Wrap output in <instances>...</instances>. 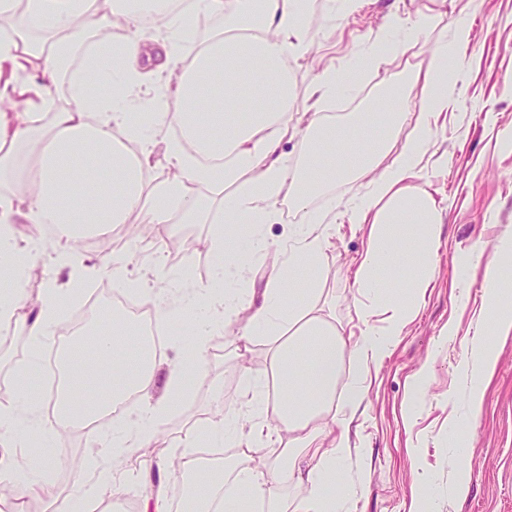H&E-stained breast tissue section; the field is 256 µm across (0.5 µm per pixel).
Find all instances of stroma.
Returning <instances> with one entry per match:
<instances>
[{
	"label": "stroma",
	"instance_id": "1",
	"mask_svg": "<svg viewBox=\"0 0 512 512\" xmlns=\"http://www.w3.org/2000/svg\"><path fill=\"white\" fill-rule=\"evenodd\" d=\"M402 0H374L357 16L329 19L314 6L309 24V53L294 63L297 84L292 111L303 118L308 102L306 87L316 80L324 64L335 60L338 78L351 88L349 95L328 101L323 109L330 124L343 123L369 111L383 89L396 86L399 94L415 98L406 80L407 69L427 60L438 42L450 38L452 22L469 19L472 42L468 50L469 74L456 87V104L444 113L434 142L424 160L426 187L444 210L440 228L438 271L424 305L406 325L388 357L366 381L365 397L345 426L346 468L342 481L350 493L347 512H512V337L492 338L498 353L496 372L484 393L479 416L467 417L459 395L467 389L468 360L476 345L479 322L486 306L485 269L488 253L475 251L478 242L494 245L512 242V0H448V14L432 31L422 35L402 58L379 70H362L346 62L353 52V37L388 30L393 14L402 13ZM335 25V38L324 30ZM280 223L266 225L268 248L254 259L242 285L263 288L272 268L280 262V245L291 225L304 223V212L280 203ZM169 238L150 234L123 243L131 277L151 278L154 262L166 257L170 238L199 242V249L181 256L178 265L198 282L215 276V260L205 244L212 226L185 224L173 212ZM366 229L355 224H335L333 246L323 260L327 279L324 292L333 302L332 321L342 334L356 333L361 325L353 311L351 281L355 264L366 246ZM155 373V398L166 394L172 366L194 356L185 322L171 321ZM239 325L222 337V352H204V380L196 381L189 395L178 402L162 425L160 440L144 453L124 463L118 476L120 494L142 493L143 462H153L152 481L164 482L177 492L181 478L168 467L170 457L194 439H202L213 410L226 415L240 411L245 382L241 364L260 370L267 343L254 341L246 360L238 358ZM431 376L422 391L413 388V377L422 366ZM217 378L224 389L220 403H213L207 385ZM466 421L469 458L456 456L448 446L450 422ZM47 437L41 445L55 451L54 470L60 497L75 492L87 478V460L93 445L77 437L63 442L56 421L44 419ZM469 472L465 497L454 496L451 483L460 470ZM429 488H422L421 478Z\"/></svg>",
	"mask_w": 512,
	"mask_h": 512
}]
</instances>
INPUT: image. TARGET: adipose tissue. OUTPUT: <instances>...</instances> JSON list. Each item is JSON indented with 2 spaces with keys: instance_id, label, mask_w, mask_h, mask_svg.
Segmentation results:
<instances>
[{
  "instance_id": "adipose-tissue-1",
  "label": "adipose tissue",
  "mask_w": 512,
  "mask_h": 512,
  "mask_svg": "<svg viewBox=\"0 0 512 512\" xmlns=\"http://www.w3.org/2000/svg\"><path fill=\"white\" fill-rule=\"evenodd\" d=\"M435 2V7L394 18V32L385 40L389 53L380 51L382 40L368 37L352 54V63L379 67L403 56L442 19L446 0ZM307 4L190 0L185 10L169 15L164 29L152 31L128 0H110L105 8L98 0H25L26 30L0 34V274L10 281L0 290V323H14L32 345L52 335L69 297L47 283L34 315H25V271L38 249L35 242L16 241L14 224L51 226L58 238L54 266L73 268L79 262L76 245L85 237L127 224L134 214L163 233L176 207L184 222L195 223L205 213L190 185L221 181L233 188L214 218L209 242L217 260L214 283L186 286L173 301L170 273L158 270L153 281L157 325L185 320L198 351L239 320L245 344L262 338L269 345L260 374L242 369L248 387L241 416L219 415L205 425L209 447L246 448L255 457L233 466L223 482L200 485L193 499L196 512H242L250 502L260 512H344L346 494L337 483L346 448L336 431L345 421L325 414L338 403L351 412L358 409L371 369L425 302L435 278L443 211L420 183L422 162L465 64L468 29L456 23L451 41L441 42L427 63L408 72V83L427 91L417 108L407 109L399 97L386 99L387 118L375 131L363 120L323 124L325 103L344 91L335 64L326 65L307 89L311 117L301 132L309 158L298 171L289 166L281 145L298 132L286 75L289 60L304 58L310 49ZM202 14L225 17V33L189 61L184 47ZM83 42L96 60L94 79L74 82L66 106L57 107L52 89L63 51ZM204 97L210 105L202 110L198 102ZM146 107L152 120L144 126L137 117ZM175 127L200 136L201 148L192 153L183 142L173 143L169 155L177 173L162 178L150 167L152 147L157 136ZM396 141L401 144L397 150L392 147ZM342 174L362 179L365 191L348 203L347 214L350 223L369 227L353 279L357 296L352 306L363 330L350 346L323 313L322 259L336 209H311L309 191L310 185ZM283 198L307 211L308 220L289 230L280 247L283 260L260 294L242 295L236 287L245 267L240 239L248 237L252 252L265 250L264 227L279 222ZM510 252L511 244H496L487 268L484 318L495 336L512 334V285L499 272L501 256ZM379 308L387 315L383 327L370 323ZM102 317L105 327L87 340L95 357L74 371L97 387L80 397L71 391L58 396L59 425L83 429L89 416L129 392L138 397L137 415L117 421L112 433L91 434L99 449L90 457L88 479L71 496L54 492L48 478L55 466L51 455L12 473L19 496L45 498L53 512H73L75 503L99 499L102 490L115 488L121 464L157 441L169 410L200 371L192 359L176 367L166 397L155 399L156 350L119 312L106 310ZM346 355L352 364L340 398L336 372ZM496 365L493 345L475 349L469 412H477L483 384ZM271 381L277 394L268 391ZM40 426L36 403L25 386H18L15 403L0 410V437L18 444Z\"/></svg>"
}]
</instances>
